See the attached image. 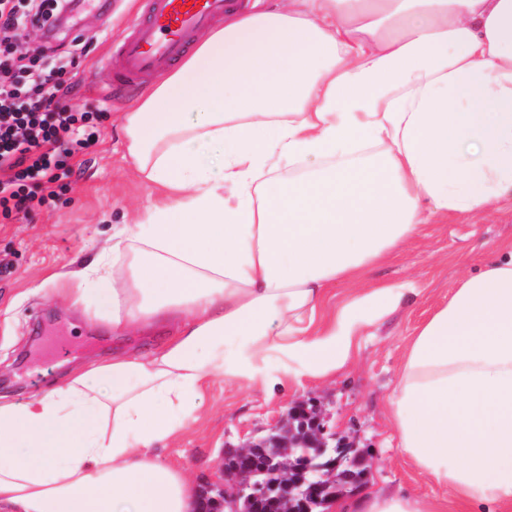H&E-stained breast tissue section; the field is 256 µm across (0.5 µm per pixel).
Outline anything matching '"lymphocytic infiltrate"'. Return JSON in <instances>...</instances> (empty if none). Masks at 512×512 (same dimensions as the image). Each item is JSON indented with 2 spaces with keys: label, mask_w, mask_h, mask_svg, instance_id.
I'll return each mask as SVG.
<instances>
[{
  "label": "lymphocytic infiltrate",
  "mask_w": 512,
  "mask_h": 512,
  "mask_svg": "<svg viewBox=\"0 0 512 512\" xmlns=\"http://www.w3.org/2000/svg\"><path fill=\"white\" fill-rule=\"evenodd\" d=\"M70 0H0V213L52 204L71 161L97 138V113L60 102L74 53L46 66L12 42L32 28L55 38Z\"/></svg>",
  "instance_id": "1"
}]
</instances>
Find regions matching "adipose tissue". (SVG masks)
<instances>
[{
	"label": "adipose tissue",
	"instance_id": "ef3b65f1",
	"mask_svg": "<svg viewBox=\"0 0 512 512\" xmlns=\"http://www.w3.org/2000/svg\"><path fill=\"white\" fill-rule=\"evenodd\" d=\"M123 133L152 196L79 277L114 335L172 332L0 396V512H197L158 449L212 379L270 392L334 375L414 291L367 283L372 267L429 219L512 200V0H255L146 90ZM287 163L301 175L281 179ZM339 283L357 295L316 319ZM387 420L458 512H512V239L420 324ZM334 509L444 512L371 490Z\"/></svg>",
	"mask_w": 512,
	"mask_h": 512
}]
</instances>
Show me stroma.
Segmentation results:
<instances>
[{
    "label": "stroma",
    "mask_w": 512,
    "mask_h": 512,
    "mask_svg": "<svg viewBox=\"0 0 512 512\" xmlns=\"http://www.w3.org/2000/svg\"><path fill=\"white\" fill-rule=\"evenodd\" d=\"M142 0H90L63 25L56 41L30 30L19 54L50 62L58 47L81 50L67 76L73 86L66 103L100 113L96 143L78 156L72 175L48 206L8 216L0 214V394L22 401L50 389L70 369L111 357L118 350H144L156 331L131 330L116 336L106 318H88L72 306L63 289L65 273L80 269L112 243L119 225L131 223L147 204L150 187L124 160L121 125L125 112L149 87L142 80L123 97L112 95L110 78L99 64L127 32ZM512 238V205L498 213L467 219H433L370 274L372 280L414 283L417 292L393 314L353 338L348 363L327 382L272 394L249 391L217 378L206 389L195 421L159 451L162 463L204 482L216 476L225 445L237 446L265 435L289 407L313 400L329 413L328 425L353 442L366 459L369 484L384 493L405 492L420 499L447 496L445 488L421 475L390 442L386 397L417 326L453 286L477 272L501 240ZM65 341L67 355L51 354Z\"/></svg>",
    "instance_id": "1"
}]
</instances>
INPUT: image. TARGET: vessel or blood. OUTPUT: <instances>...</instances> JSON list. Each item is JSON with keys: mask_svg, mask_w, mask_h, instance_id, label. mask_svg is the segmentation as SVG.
I'll return each mask as SVG.
<instances>
[{"mask_svg": "<svg viewBox=\"0 0 512 512\" xmlns=\"http://www.w3.org/2000/svg\"><path fill=\"white\" fill-rule=\"evenodd\" d=\"M234 6V0H145L142 15L107 62L113 81L133 83L175 62L195 31Z\"/></svg>", "mask_w": 512, "mask_h": 512, "instance_id": "vessel-or-blood-1", "label": "vessel or blood"}]
</instances>
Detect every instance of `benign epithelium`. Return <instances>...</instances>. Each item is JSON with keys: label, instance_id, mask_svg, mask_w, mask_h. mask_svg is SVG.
<instances>
[{"label": "benign epithelium", "instance_id": "obj_1", "mask_svg": "<svg viewBox=\"0 0 512 512\" xmlns=\"http://www.w3.org/2000/svg\"><path fill=\"white\" fill-rule=\"evenodd\" d=\"M257 457L265 469L290 467L291 480L270 485L250 483L237 462ZM220 472L214 500L223 512H242L245 498L276 506L292 500L303 512H311L333 483L359 489L367 482L360 456L336 442V433L327 432L322 410L317 408H297L273 426L266 437L225 452Z\"/></svg>", "mask_w": 512, "mask_h": 512}]
</instances>
